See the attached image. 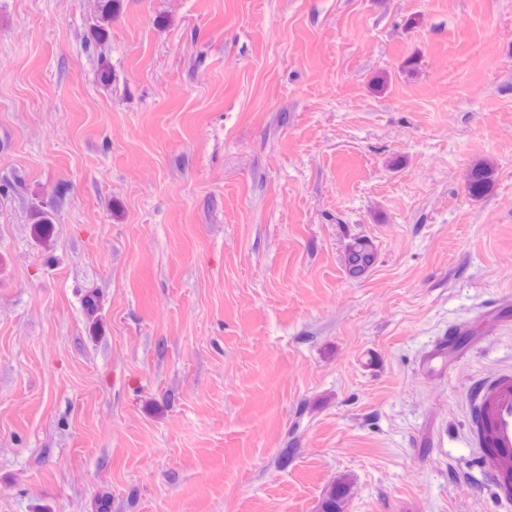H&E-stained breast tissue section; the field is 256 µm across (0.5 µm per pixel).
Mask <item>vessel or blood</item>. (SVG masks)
Wrapping results in <instances>:
<instances>
[{
  "mask_svg": "<svg viewBox=\"0 0 512 512\" xmlns=\"http://www.w3.org/2000/svg\"><path fill=\"white\" fill-rule=\"evenodd\" d=\"M469 443L482 480L512 512V366L476 380L467 402Z\"/></svg>",
  "mask_w": 512,
  "mask_h": 512,
  "instance_id": "obj_1",
  "label": "vessel or blood"
}]
</instances>
